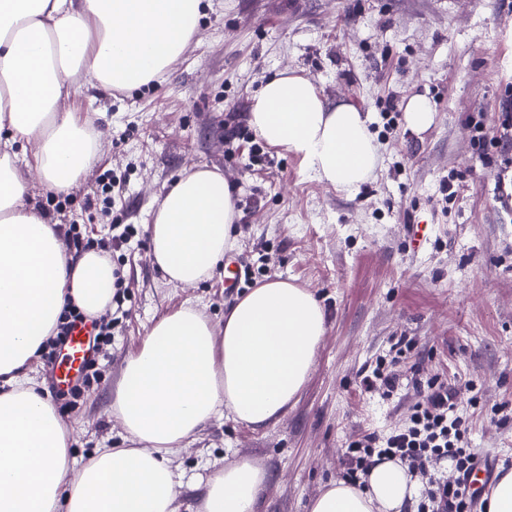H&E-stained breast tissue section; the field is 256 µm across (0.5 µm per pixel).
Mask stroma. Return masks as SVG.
<instances>
[{"instance_id":"1","label":"stroma","mask_w":512,"mask_h":512,"mask_svg":"<svg viewBox=\"0 0 512 512\" xmlns=\"http://www.w3.org/2000/svg\"><path fill=\"white\" fill-rule=\"evenodd\" d=\"M204 2L197 33L162 80L72 96L102 157L66 194L65 213L49 209L39 180L29 183L26 204L51 224L77 220L93 247L112 233L87 199L111 173L121 200L110 218L137 231L112 252L126 315L99 357L100 379L54 403L72 430L71 457L82 465L96 449L129 447L112 397L126 358L162 315L190 305L217 324L252 285L279 278L311 289L326 311L311 376L279 422L256 430L216 419L170 458L183 484L178 512H196V484L235 458L270 475L256 512H309L343 479L348 444L403 424L431 378L453 388L471 447L496 472L512 469V210L476 142L496 139L512 83V0ZM283 70L368 116L380 161L358 192H338L294 154L261 145L248 112L262 77ZM416 95L435 109L419 133L404 120ZM234 124L245 137L230 143L224 129ZM193 165L221 170L240 210L227 255L253 277L230 291L220 270L194 287L171 285L150 255L146 226ZM446 179L456 190L449 200ZM401 338L409 346L398 389H366L368 366Z\"/></svg>"}]
</instances>
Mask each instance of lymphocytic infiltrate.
<instances>
[{
    "mask_svg": "<svg viewBox=\"0 0 512 512\" xmlns=\"http://www.w3.org/2000/svg\"><path fill=\"white\" fill-rule=\"evenodd\" d=\"M454 398L447 383L428 380L426 397L413 408L406 424L388 435L368 433L349 444L344 459L347 481L359 483L377 457L399 459L413 473L448 462L456 472L455 480L436 481L423 494L417 512H474L475 502L466 490V481L479 466L481 456L468 445Z\"/></svg>",
    "mask_w": 512,
    "mask_h": 512,
    "instance_id": "1",
    "label": "lymphocytic infiltrate"
}]
</instances>
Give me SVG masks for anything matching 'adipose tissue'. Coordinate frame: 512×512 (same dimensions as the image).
<instances>
[{
	"instance_id": "ef3b65f1",
	"label": "adipose tissue",
	"mask_w": 512,
	"mask_h": 512,
	"mask_svg": "<svg viewBox=\"0 0 512 512\" xmlns=\"http://www.w3.org/2000/svg\"><path fill=\"white\" fill-rule=\"evenodd\" d=\"M202 0H0V512H175L182 485L169 459L213 418L254 429L280 420L302 391L326 333L324 307L283 279L250 289L222 328L196 309L166 313L124 366L112 411L132 445L100 448L82 468L69 430L27 374L67 304L111 307L116 267L96 249L70 250L55 225L25 205L30 175L55 195L100 160L72 88L132 90L158 79L196 34ZM249 123L301 158L316 179L357 191L378 166L368 118L329 103L307 78H263ZM33 145L20 170L11 149ZM238 218L217 170H184L147 227L169 283L193 286L222 265ZM268 473L233 459L199 485L198 512H255ZM416 481L400 461H376L363 486L330 483L310 512H404Z\"/></svg>"
}]
</instances>
